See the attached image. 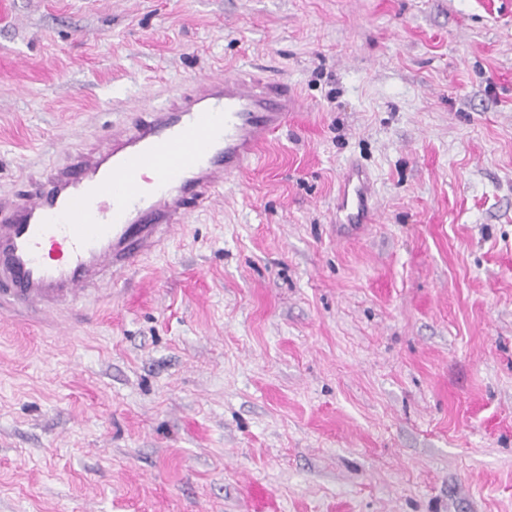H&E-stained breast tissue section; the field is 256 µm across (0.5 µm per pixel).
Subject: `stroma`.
I'll use <instances>...</instances> for the list:
<instances>
[{
    "instance_id": "1",
    "label": "stroma",
    "mask_w": 512,
    "mask_h": 512,
    "mask_svg": "<svg viewBox=\"0 0 512 512\" xmlns=\"http://www.w3.org/2000/svg\"><path fill=\"white\" fill-rule=\"evenodd\" d=\"M239 68L301 102L253 169L0 317V512H512V0H0V194ZM372 185L367 173L357 166L345 170L336 198V224H368L373 214L369 205Z\"/></svg>"
}]
</instances>
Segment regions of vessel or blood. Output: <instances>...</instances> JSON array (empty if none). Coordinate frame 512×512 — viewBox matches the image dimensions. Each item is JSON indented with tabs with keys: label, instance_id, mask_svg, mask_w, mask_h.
Wrapping results in <instances>:
<instances>
[{
	"label": "vessel or blood",
	"instance_id": "1",
	"mask_svg": "<svg viewBox=\"0 0 512 512\" xmlns=\"http://www.w3.org/2000/svg\"><path fill=\"white\" fill-rule=\"evenodd\" d=\"M298 107L286 84L248 71L201 77L113 132L105 151L0 199V315L42 320L76 311L104 276H124L161 250L188 213L208 209ZM371 196L367 173L345 170L337 223H371Z\"/></svg>",
	"mask_w": 512,
	"mask_h": 512
}]
</instances>
